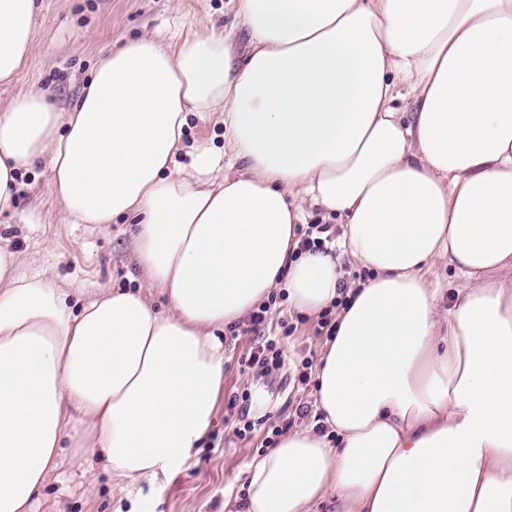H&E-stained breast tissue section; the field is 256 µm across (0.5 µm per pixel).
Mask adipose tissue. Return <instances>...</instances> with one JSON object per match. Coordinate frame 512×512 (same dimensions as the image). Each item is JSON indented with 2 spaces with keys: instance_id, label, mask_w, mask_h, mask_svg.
I'll use <instances>...</instances> for the list:
<instances>
[{
  "instance_id": "1",
  "label": "adipose tissue",
  "mask_w": 512,
  "mask_h": 512,
  "mask_svg": "<svg viewBox=\"0 0 512 512\" xmlns=\"http://www.w3.org/2000/svg\"><path fill=\"white\" fill-rule=\"evenodd\" d=\"M233 3L245 57L208 26L144 36L66 110L0 105V213L48 160L64 221L133 224L141 272L75 312L0 246V512H33L66 458L169 477L210 425L224 332L277 289L308 315L347 302L321 425L250 464L244 512H512V0ZM37 11L0 0V82ZM192 113L224 149L174 177ZM308 204L342 225L354 288L337 255L298 253ZM439 265L464 281L445 310Z\"/></svg>"
}]
</instances>
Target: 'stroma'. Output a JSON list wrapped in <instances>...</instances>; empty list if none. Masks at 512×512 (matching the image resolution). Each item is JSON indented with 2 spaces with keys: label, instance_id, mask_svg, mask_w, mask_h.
I'll return each instance as SVG.
<instances>
[{
  "label": "stroma",
  "instance_id": "stroma-1",
  "mask_svg": "<svg viewBox=\"0 0 512 512\" xmlns=\"http://www.w3.org/2000/svg\"><path fill=\"white\" fill-rule=\"evenodd\" d=\"M37 2L30 59L11 83L0 84V104L41 88L59 109H67L90 78L101 51L149 33L186 36L207 23L230 33L239 54L247 52V37L236 25L230 0ZM203 143L223 148L224 128L189 115L177 166L187 165ZM50 177L44 161L22 172L16 211L0 214V244L16 253L27 272L71 289L67 303L73 310L100 291L137 287L133 225L64 223L62 205L48 188ZM318 322V317L288 309L279 300L268 313L266 329L280 337L290 357L316 362L324 343L316 334ZM254 339V334L242 333L231 340V360L212 423L192 458L169 481L121 483L99 458L89 459L81 469L66 460L48 480L35 512H225V500L241 505L248 465L264 453L266 434L259 427L238 438L226 426L224 414L230 397L252 388L251 376L241 372L239 362L248 358ZM314 393V387L297 391L285 382L265 401L272 419L282 421L295 418L297 406H313Z\"/></svg>",
  "mask_w": 512,
  "mask_h": 512
}]
</instances>
